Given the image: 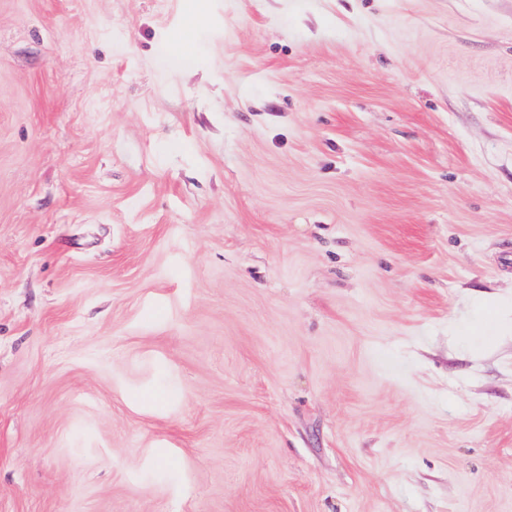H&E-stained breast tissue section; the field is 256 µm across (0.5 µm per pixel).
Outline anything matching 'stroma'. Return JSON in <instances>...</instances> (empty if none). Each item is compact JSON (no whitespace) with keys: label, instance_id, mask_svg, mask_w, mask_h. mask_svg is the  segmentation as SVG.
<instances>
[{"label":"stroma","instance_id":"1","mask_svg":"<svg viewBox=\"0 0 512 512\" xmlns=\"http://www.w3.org/2000/svg\"><path fill=\"white\" fill-rule=\"evenodd\" d=\"M0 512H512V0H0Z\"/></svg>","mask_w":512,"mask_h":512}]
</instances>
